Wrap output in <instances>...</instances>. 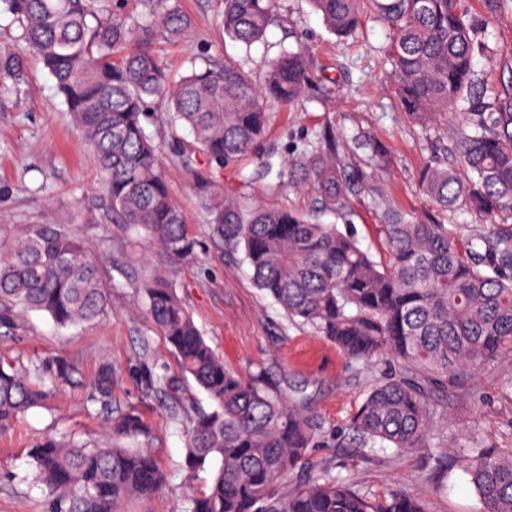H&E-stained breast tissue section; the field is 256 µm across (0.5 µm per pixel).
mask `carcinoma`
I'll use <instances>...</instances> for the list:
<instances>
[{
  "mask_svg": "<svg viewBox=\"0 0 512 512\" xmlns=\"http://www.w3.org/2000/svg\"><path fill=\"white\" fill-rule=\"evenodd\" d=\"M369 3L389 31V61L400 109L418 120L463 112V129L420 175L438 206L459 204L491 218L512 212V82L490 94L471 93L478 44L461 0H309L339 39L358 30ZM138 16L103 0H0L18 24L22 50L0 49V85L27 79L29 58L56 80L58 95L80 130L101 175L105 219L121 233L147 239L165 260L131 279L146 314L165 337L180 374L145 365L140 381L164 405L182 410L184 465L213 469L191 512H426L423 502L392 488H357L314 454L325 425L300 389L285 396L259 370L242 376L207 343L169 277L167 263L196 257L197 242L174 199L162 153L145 134L151 109L170 125H186L193 141H173L188 182L206 209L214 245L242 253L253 282L288 320L336 344L352 363L389 359L397 370L375 381L349 424V445L362 454L418 448L437 458L428 480L441 489L460 469L478 512H512V448H486L475 436L448 447V396L461 376L502 368L512 394V226L488 224L458 246L445 224H425L386 207L371 178L350 172L336 135L266 175L312 189L309 213L248 203L218 189L203 155L218 167L235 164L264 139L267 106L288 107L313 81L309 53L285 49L258 82L230 57L205 59L171 79L155 51L160 40L189 38L192 21L178 0H139ZM276 0H224V33L250 48L266 36ZM365 192L384 208L389 264L376 261L355 236L320 222L344 220ZM111 296L97 258L60 224H29L0 244V328L13 330L40 312L59 327L108 313ZM193 380L211 401L186 399ZM112 366L105 364L88 398L106 411ZM82 383L77 367L56 356L32 368L0 364V431L42 403L51 390ZM111 443L88 447L46 437L30 458L53 496V512H120L125 499L159 490L167 475L155 456L131 443L147 435L141 416L107 417Z\"/></svg>",
  "mask_w": 512,
  "mask_h": 512,
  "instance_id": "cac0c4a2",
  "label": "carcinoma"
}]
</instances>
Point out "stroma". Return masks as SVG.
I'll return each mask as SVG.
<instances>
[{"mask_svg": "<svg viewBox=\"0 0 512 512\" xmlns=\"http://www.w3.org/2000/svg\"><path fill=\"white\" fill-rule=\"evenodd\" d=\"M464 5L475 23L477 40L496 50L492 56L474 57L479 86L511 83L512 71L505 68L502 55L512 51V0H464ZM181 6L194 22L192 36L156 46L172 77L184 74L193 58L220 61L229 56L259 77L281 50L302 46L310 53L314 87L289 110L270 106V122L258 150L218 170L216 180L224 190L250 192L254 200L268 205L310 210V189L279 184L263 171L267 163L281 164L293 149L303 148L316 131L327 127L341 146L352 150L357 165L373 161L375 178L391 206L426 223L451 228L466 224L473 229L484 225L483 217L465 208L441 210L421 191L422 169L436 146L448 141L457 121L416 120L401 112L385 57L387 31L372 12H365L355 37L340 42L327 32L307 0H279L264 41L246 48L224 34V0H181ZM361 136L368 139V149H355ZM164 166L198 242L196 260L172 265L170 276L206 341L240 374H249L262 363L282 389L305 386L327 429L342 435L370 386L390 373L389 364L349 363L328 339L290 323L254 287L247 266L212 245L207 212L172 153H165ZM99 181L81 134L56 95L53 76L41 64L30 62L27 82L0 88V242L18 237L28 224H62L80 234L96 253L111 256L114 228L103 219ZM348 223L361 247L375 260L388 263L382 210L367 196H358ZM102 276L113 299L107 315L60 328L47 315L29 313L18 329L0 337V363L59 355L74 362L87 382L103 363H112L113 414L133 410L141 415L150 430L141 444L168 474L162 491L127 499L121 512H190L210 474L185 470L181 416L162 408L139 381L142 364L151 365L155 373L175 375L177 360L140 312L135 290L111 265H104ZM500 373L491 366L464 375L448 400L450 432L476 433L488 446L512 448V395L502 393ZM103 430L98 405L78 388L53 395L43 407L28 410L11 429L0 432V512H51L52 498L36 479L27 456L36 441L61 434L95 445ZM318 454L334 461L359 487H398L422 498L427 512H470L475 503L468 479L460 473L447 489L432 491L425 475L434 462L422 450L400 457L387 452L362 456L350 448H322Z\"/></svg>", "mask_w": 512, "mask_h": 512, "instance_id": "35a3bbf8", "label": "stroma"}]
</instances>
